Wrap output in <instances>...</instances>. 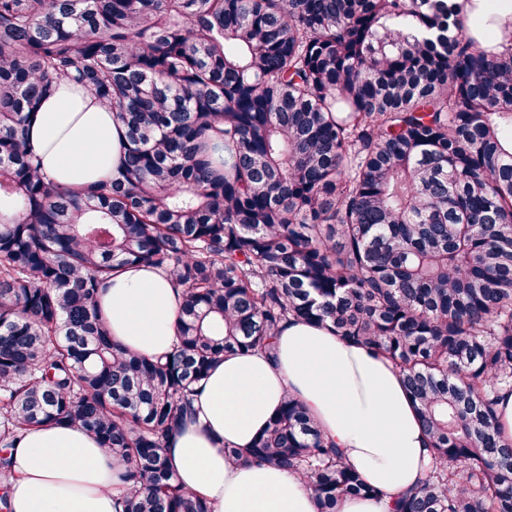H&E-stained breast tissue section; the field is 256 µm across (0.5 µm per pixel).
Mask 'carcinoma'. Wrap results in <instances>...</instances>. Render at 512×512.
Segmentation results:
<instances>
[{
    "label": "carcinoma",
    "instance_id": "obj_1",
    "mask_svg": "<svg viewBox=\"0 0 512 512\" xmlns=\"http://www.w3.org/2000/svg\"><path fill=\"white\" fill-rule=\"evenodd\" d=\"M63 82L124 130L80 191L28 137ZM133 264L185 294L156 359L96 305ZM291 319L402 376L430 461L394 512H512V46L454 0H0V479L25 431L66 423L128 464L116 512H213L167 436ZM224 455L303 477L317 512L376 494L294 398ZM496 426L500 437L512 441V393L503 391L496 405Z\"/></svg>",
    "mask_w": 512,
    "mask_h": 512
}]
</instances>
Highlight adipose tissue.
<instances>
[{"instance_id": "adipose-tissue-1", "label": "adipose tissue", "mask_w": 512, "mask_h": 512, "mask_svg": "<svg viewBox=\"0 0 512 512\" xmlns=\"http://www.w3.org/2000/svg\"><path fill=\"white\" fill-rule=\"evenodd\" d=\"M467 21L495 17L487 40L512 43V0H458ZM50 179L69 188L116 172L122 131L94 96L64 85L42 102L29 130ZM97 305L121 347L149 357L169 353L184 305L182 288L162 270L130 266L100 287ZM304 405L341 450L371 497L344 499L340 512H391L424 473L428 438L390 361L301 320L282 325L274 354H236L214 366L166 443L177 482L210 499L215 512H317L306 482L270 465L232 464L225 446L246 449L287 397ZM18 475L10 512H115L123 466L76 426L30 431L12 452Z\"/></svg>"}]
</instances>
